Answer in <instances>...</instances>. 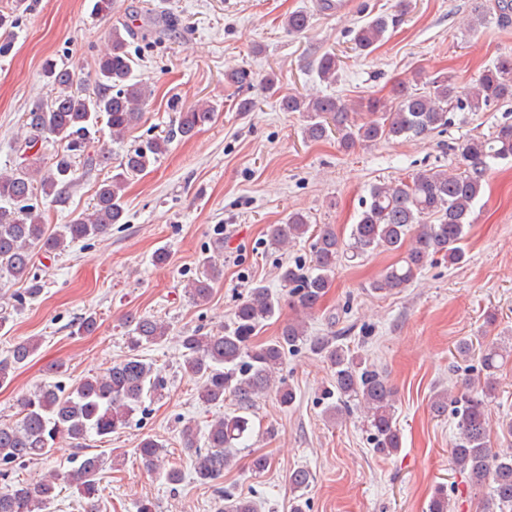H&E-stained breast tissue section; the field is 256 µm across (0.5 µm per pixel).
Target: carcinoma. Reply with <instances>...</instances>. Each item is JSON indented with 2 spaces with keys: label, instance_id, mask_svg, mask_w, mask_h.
<instances>
[{
  "label": "carcinoma",
  "instance_id": "1",
  "mask_svg": "<svg viewBox=\"0 0 512 512\" xmlns=\"http://www.w3.org/2000/svg\"><path fill=\"white\" fill-rule=\"evenodd\" d=\"M22 7L23 0H15L12 11L0 12V29L6 36L0 54L9 48L15 12ZM397 22L394 16H377L355 28V48L372 51ZM309 23L310 16L304 10L288 14L285 20L288 31L297 33L306 30ZM132 38L134 32L128 25H112L109 45L83 89L76 87L75 74L66 63H46L44 73L50 90L26 113L25 147L32 149L40 141H52L64 144V150L45 173L37 157L0 170V279H27L37 247L47 253L61 252L70 243L99 238L112 225L123 223L122 190L127 179L154 165L167 151L172 135L189 138L214 119L216 108L209 102L188 106L179 113L177 126L170 134L143 141L126 152L119 164L121 172L99 185L91 211L49 230L39 197L57 202L66 199L67 189L75 180L76 159L83 160V166L90 169L109 161L106 152L90 150L91 131L99 118L106 117L114 140L124 139L142 118L151 89L141 80H132L134 60L128 51ZM314 66L319 81L331 84L336 81L340 60L326 52ZM426 85L428 90L416 92L399 84L391 106L368 101L365 107L376 118L361 125L353 118L354 108L332 95H288L281 99L280 106L285 112L305 113L304 137L309 141L323 140L333 131L340 135L345 148L357 142L417 140L451 125L457 111L484 112L494 103L512 102V54L501 55L485 67L475 85L461 95L451 75L437 77ZM500 161L512 162V123L499 125L488 138L468 140L458 166L452 169L420 172L409 181L370 186L348 241L340 240L334 228L325 224L314 233L313 268L296 263L281 268L280 281L295 314L308 315L316 309L331 288L332 273L343 258L354 260L378 249L397 253V262L370 284L371 291L379 294L408 286L436 256L450 265L461 263L465 258L461 247L465 226L471 224L491 165ZM310 228L308 217L294 211L287 223L269 226L268 237L281 246L304 237ZM207 264L204 276L188 284V296L196 304L210 299L212 283L219 278L216 265L210 260ZM281 310V298L258 283L238 305L223 332L194 333L181 339L185 374L203 380L200 400L220 405L230 397L237 406L235 412L212 421L203 449L198 447L193 424L182 427L183 452L193 458L196 479L202 484L220 480L230 462L227 449L253 434L251 415L258 398L272 393L285 408L296 399L278 370L286 355L307 340L306 322L291 318L279 336L262 345L254 343L257 327ZM126 324V358L69 389L58 383L44 384L20 399L18 418L0 423V466L47 458L65 440L78 445L92 435L104 438L129 424L144 393L160 386L153 366L142 359L139 351L163 341L169 326L148 316H129ZM310 346L323 355L333 372V387L323 392L327 400L325 416L334 421L350 413L347 399L357 400L369 424L374 451L382 456L397 454L402 442L395 422L394 391L383 374L351 348L336 344L334 336L313 339ZM38 347L36 338L15 342L7 357L0 360V385L11 380ZM504 356V348L486 346L477 375L482 382L480 394L438 391L431 396L430 409L439 417L448 413V405H455L460 437L452 450L454 466L466 473L473 485L487 489V499L496 507L512 512V448L492 452V426L485 410L486 401L496 391L499 360ZM137 452L148 467L164 472L167 481L174 484L182 480L180 470L166 466V443L144 438ZM103 463L98 454H84L76 459L72 470L52 471L33 487L19 481L8 485L0 490V512H46L56 490L63 486L75 488L91 501L97 496L96 476ZM286 482L293 493L292 512H306L305 494L312 482L311 473L294 470L286 475ZM222 498L224 504L218 512H254V505L245 498L227 492Z\"/></svg>",
  "mask_w": 512,
  "mask_h": 512
}]
</instances>
